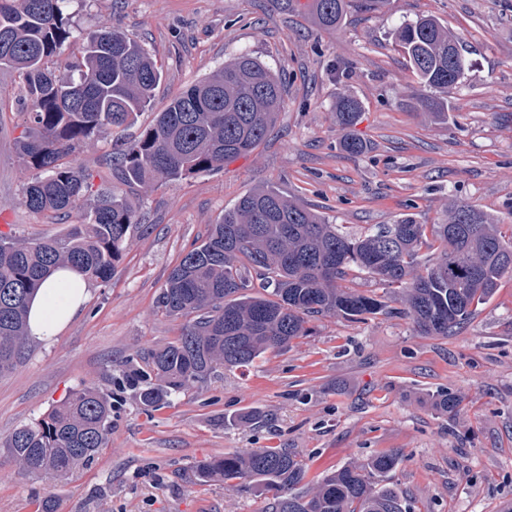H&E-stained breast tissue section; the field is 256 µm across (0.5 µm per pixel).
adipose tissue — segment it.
<instances>
[{"instance_id": "obj_1", "label": "adipose tissue", "mask_w": 512, "mask_h": 512, "mask_svg": "<svg viewBox=\"0 0 512 512\" xmlns=\"http://www.w3.org/2000/svg\"><path fill=\"white\" fill-rule=\"evenodd\" d=\"M87 296V284L77 273L61 269L42 285L30 303L28 334L49 341L58 336L76 315Z\"/></svg>"}]
</instances>
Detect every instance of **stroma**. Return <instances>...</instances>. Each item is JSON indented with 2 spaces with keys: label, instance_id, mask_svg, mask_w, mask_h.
<instances>
[{
  "label": "stroma",
  "instance_id": "35a3bbf8",
  "mask_svg": "<svg viewBox=\"0 0 512 512\" xmlns=\"http://www.w3.org/2000/svg\"><path fill=\"white\" fill-rule=\"evenodd\" d=\"M75 36L118 30L155 54L163 78L135 125L106 130L69 157L115 187L116 139L134 140L169 100L225 60L249 53L281 79L283 107L251 154L223 168L126 194L138 222L106 282H92L80 310L54 340L29 341L0 375V512H264L269 494L241 481L197 482L198 462L257 448L293 449L310 493L327 473L396 453L385 477L412 512H504L512 508V276L456 334L424 336L399 314L366 320L325 316L310 333L247 368L216 367L170 406L144 409L122 383L137 354L172 341L182 319L163 315L157 296L171 269L225 209L273 186L360 231L402 217L438 224L467 202L512 225V0H347L342 22L319 28L293 0H70ZM422 15L448 23L472 68L453 89L448 123L419 108L427 91L390 31ZM362 104L355 133L340 146L339 91ZM22 92L0 69V232L50 238L80 223L81 211L35 214L23 190L36 169L23 164ZM111 389L112 433L94 462L59 480L22 473L1 443L84 385ZM454 413L434 405L441 392ZM259 411V419L244 414Z\"/></svg>",
  "mask_w": 512,
  "mask_h": 512
}]
</instances>
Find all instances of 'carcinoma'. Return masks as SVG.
<instances>
[{"mask_svg": "<svg viewBox=\"0 0 512 512\" xmlns=\"http://www.w3.org/2000/svg\"><path fill=\"white\" fill-rule=\"evenodd\" d=\"M67 2L0 0V66L22 83L19 158L41 172L26 186L24 203L37 214L82 207L94 174L68 157L90 135L134 123L162 77L152 56L119 31L78 42ZM346 6V0H313L312 13L319 27L334 29ZM391 37L420 83L436 91L420 110L448 121V93L470 71L459 39L430 16L403 22ZM72 47L80 54L77 75L61 77L49 62ZM282 104L280 84L266 64L248 54L228 59L172 98L138 139L117 149L115 175L125 186H154L221 168L255 150L275 127ZM361 111L356 97L338 93L336 126L349 154L367 150L350 133ZM132 224V207L114 190L96 194L83 222L61 237L18 242L0 234V374L22 354L28 305L47 276L70 268L87 281H107ZM423 248L430 255L421 269ZM511 272L512 237L468 203L452 205L442 224L405 217L352 236L279 189L259 188L225 210L170 271L157 307L185 323L173 341L137 355L130 385L145 408L160 409L218 365L247 367L268 351L288 348L308 335L313 318L341 313L365 320L385 312L389 299L403 305L421 334L447 336ZM355 273L378 280L386 299L345 286ZM112 411V395L85 386L46 417L17 428L3 447L26 474L63 477L91 464L107 444ZM397 464L395 454L380 453L365 465L324 476L311 495L294 492L306 468L286 448L206 460L195 475L200 483L248 480L275 492L268 512H408L398 488L371 482Z\"/></svg>", "mask_w": 512, "mask_h": 512, "instance_id": "obj_1", "label": "carcinoma"}]
</instances>
